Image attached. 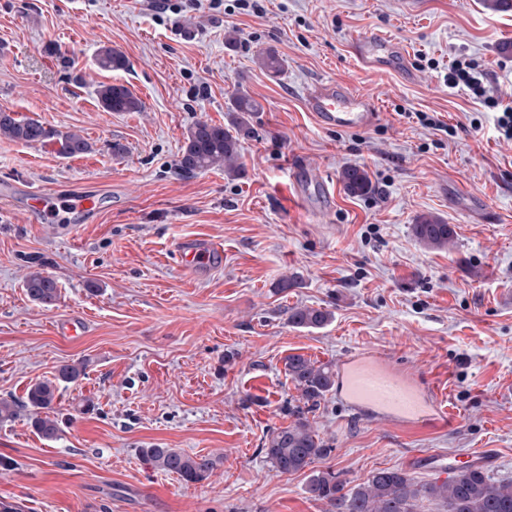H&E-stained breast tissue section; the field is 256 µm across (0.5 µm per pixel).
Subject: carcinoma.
<instances>
[{
  "label": "carcinoma",
  "mask_w": 512,
  "mask_h": 512,
  "mask_svg": "<svg viewBox=\"0 0 512 512\" xmlns=\"http://www.w3.org/2000/svg\"><path fill=\"white\" fill-rule=\"evenodd\" d=\"M259 65L272 75L283 73L287 60L276 51L267 49L258 56ZM97 65L102 70L115 71L128 67L127 57L112 48H103L97 54ZM97 96L108 112H140L142 102L121 84H101ZM261 109L259 102L240 92L231 102L233 112L227 127L197 121L184 134V145L178 168L185 173L222 168L229 175L240 173L238 159L241 141L252 137L250 114ZM0 136L31 143L59 145L58 152L72 157L86 152V140L77 132L62 133L36 119L17 117L13 112L0 110ZM340 180L351 195L363 196L371 192L367 172L353 165L341 170ZM416 239L426 248L441 250L455 239L453 227L440 216L429 213L419 216L412 225ZM29 298L42 306H52L59 299L56 280L41 272L31 273L25 281ZM333 313L325 308L291 307L288 323L296 328L318 329L325 326ZM83 362L63 364L51 379L32 384L26 393L27 406L34 411L31 420L35 431L46 440L57 438L59 427L50 416L54 409L59 386L72 383L85 375ZM288 377L301 393L303 405L290 410L293 421L274 432L265 444L267 461L278 474L298 473L324 458L330 452L313 430L306 413L318 406L333 384L334 370L300 354L285 360ZM144 460L155 469L178 475L187 483L208 479L217 465L210 455H189L177 448L142 449ZM305 492L316 501L328 504V512H416L417 502L435 499L444 503L445 512H512V480L497 479L480 468H473L442 483H420L402 469H381L363 484L347 487L340 474L328 469L310 475Z\"/></svg>",
  "instance_id": "obj_1"
}]
</instances>
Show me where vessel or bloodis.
<instances>
[{"instance_id":"b4317fda","label":"vessel or blood","mask_w":512,"mask_h":512,"mask_svg":"<svg viewBox=\"0 0 512 512\" xmlns=\"http://www.w3.org/2000/svg\"><path fill=\"white\" fill-rule=\"evenodd\" d=\"M348 50L363 71L397 72L409 82L415 77L402 45L381 31L352 35ZM303 102L321 127L343 132L371 129L380 117L373 94L333 80H318L307 85ZM296 188L305 200L314 196L323 200L331 197L322 174L311 168L306 169ZM28 205L35 221H53L51 195H32ZM175 249L186 274L195 280L208 277L216 259L224 255L221 243L199 237L180 239ZM335 394L337 401L353 413L373 422L405 428L433 423L451 413L426 375L395 367L392 356L377 348L352 352L342 360L336 369ZM496 463L492 454L477 450L465 456H449L444 468L454 474L475 467L491 468Z\"/></svg>"}]
</instances>
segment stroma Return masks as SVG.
I'll return each instance as SVG.
<instances>
[{
    "instance_id": "obj_1",
    "label": "stroma",
    "mask_w": 512,
    "mask_h": 512,
    "mask_svg": "<svg viewBox=\"0 0 512 512\" xmlns=\"http://www.w3.org/2000/svg\"><path fill=\"white\" fill-rule=\"evenodd\" d=\"M152 2L0 0V109L89 144L67 158L50 143L0 136V184L16 188L0 199V397L21 404L0 424V503L16 512H327L306 494L307 473H275L263 448L300 399L287 356L335 366L366 346L428 376L456 419L415 430L370 424L325 396L308 415L330 449L315 469L352 487L384 468L430 483L441 476L429 454L483 448L498 460L493 476L512 479V144L498 140L493 110L444 81L449 60L464 56L512 96V11L485 0H267L254 15L171 0L160 13ZM367 30L408 48L414 82L357 67L347 43ZM104 47L121 50L128 69H99ZM267 49L288 61L279 76L257 64ZM321 79L375 94L377 126L322 128L302 98ZM103 82L125 85L142 111H105ZM238 92L262 106L241 143V175L180 172L186 129L227 124ZM411 112L458 131L435 146ZM116 142L124 155L113 154ZM303 164L327 177L329 212H308L298 197ZM347 165L367 171L370 194L345 191ZM35 192L101 203L67 227L37 224L24 209ZM466 194L489 208L488 223L462 210ZM426 213L454 227L453 246L416 240L412 226ZM185 237L224 246L205 280L180 267L175 244ZM32 271L57 281L55 305L29 299ZM286 276L297 287L278 291ZM295 306L333 318L296 328ZM73 315L80 336L58 335L56 323ZM73 361L86 374L61 386L59 434L43 439L27 389ZM153 445L220 463L187 483L144 461Z\"/></svg>"
}]
</instances>
